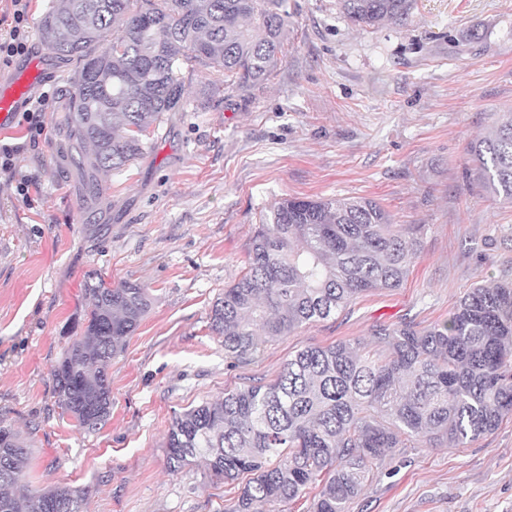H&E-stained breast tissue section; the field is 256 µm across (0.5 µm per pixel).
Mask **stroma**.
Listing matches in <instances>:
<instances>
[{
	"label": "stroma",
	"mask_w": 512,
	"mask_h": 512,
	"mask_svg": "<svg viewBox=\"0 0 512 512\" xmlns=\"http://www.w3.org/2000/svg\"><path fill=\"white\" fill-rule=\"evenodd\" d=\"M282 63L269 81L212 90L184 70L185 111L165 113L147 154L107 177L101 198L60 149L56 105L76 62L45 85L52 104L19 146L32 203L0 173V424L28 449L24 483L85 492V512H222L234 495L203 462L170 472L176 414L260 378L308 346L367 338L372 325L442 322L476 285L512 278V203L483 190L468 154L512 110V0H416L406 24L353 25L338 0H288ZM378 201L424 225L404 284L224 357L213 302L239 278L255 228L283 198ZM136 281L154 303L112 360V415L86 431L63 415L53 369L87 303L83 283ZM350 512H512V416L463 448L427 444L386 457Z\"/></svg>",
	"instance_id": "35a3bbf8"
}]
</instances>
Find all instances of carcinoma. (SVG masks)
<instances>
[{"label": "carcinoma", "instance_id": "cac0c4a2", "mask_svg": "<svg viewBox=\"0 0 512 512\" xmlns=\"http://www.w3.org/2000/svg\"><path fill=\"white\" fill-rule=\"evenodd\" d=\"M285 0H53L39 19L53 55L78 63L60 103L67 156L88 194L145 154L167 112L185 109L183 66L213 69L227 89L269 79L283 54ZM416 0H340L355 25L399 24ZM478 181L512 202V113L470 145ZM424 226L396 224L369 198H285L263 214L246 272L212 305L224 357L247 362L264 343L326 319L358 297L403 285ZM89 309L53 369L62 413L85 430L112 413V358L149 312L145 285L87 277ZM512 414V278L476 285L443 323L375 324L369 343L305 347L277 378L255 380L177 415L166 435L173 473L202 459L233 486L225 512L296 502L349 512L369 471L420 441L462 447ZM28 448L0 426V512H83L84 493L23 484Z\"/></svg>", "mask_w": 512, "mask_h": 512}]
</instances>
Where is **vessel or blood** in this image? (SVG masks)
Returning <instances> with one entry per match:
<instances>
[{
  "label": "vessel or blood",
  "mask_w": 512,
  "mask_h": 512,
  "mask_svg": "<svg viewBox=\"0 0 512 512\" xmlns=\"http://www.w3.org/2000/svg\"><path fill=\"white\" fill-rule=\"evenodd\" d=\"M53 72L52 57L42 50L18 64L12 76L0 82V128L17 122L35 92Z\"/></svg>",
  "instance_id": "b4317fda"
}]
</instances>
